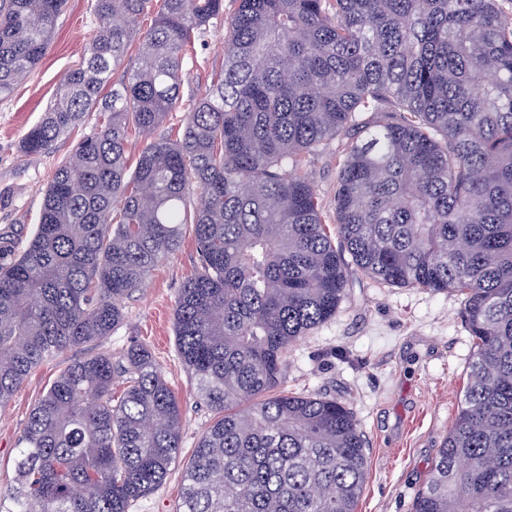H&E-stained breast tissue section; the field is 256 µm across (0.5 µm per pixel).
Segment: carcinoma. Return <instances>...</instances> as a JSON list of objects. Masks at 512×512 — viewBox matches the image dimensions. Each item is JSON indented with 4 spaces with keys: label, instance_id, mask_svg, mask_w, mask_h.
Returning a JSON list of instances; mask_svg holds the SVG:
<instances>
[{
    "label": "carcinoma",
    "instance_id": "obj_1",
    "mask_svg": "<svg viewBox=\"0 0 512 512\" xmlns=\"http://www.w3.org/2000/svg\"><path fill=\"white\" fill-rule=\"evenodd\" d=\"M234 5L224 66L186 105L184 61L224 0H94L89 46L19 144L39 158L98 113L57 164L28 247L0 265V413L36 367L112 335L189 229L200 262L173 325L214 419L176 512H355L368 479L358 423L335 398L282 390L288 347L336 316L352 267L460 296L473 343L412 512H512V13L501 0ZM64 8L0 0V98ZM185 105L181 134L157 135ZM350 134L327 214L305 162ZM180 441L149 348L74 361L28 416L0 512H129Z\"/></svg>",
    "mask_w": 512,
    "mask_h": 512
}]
</instances>
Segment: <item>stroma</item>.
<instances>
[{
    "label": "stroma",
    "mask_w": 512,
    "mask_h": 512,
    "mask_svg": "<svg viewBox=\"0 0 512 512\" xmlns=\"http://www.w3.org/2000/svg\"><path fill=\"white\" fill-rule=\"evenodd\" d=\"M97 26L93 0H68L40 63L14 93L0 99V233L22 251L38 222L46 187L74 142L93 132L96 113L55 149L30 161L18 150L63 76L81 59ZM224 21H211L184 63L182 96L208 89L224 60ZM331 142L306 162L326 209L334 207L336 157ZM199 264L192 235L149 273L143 288L126 300L123 319L106 340L68 349L34 369L0 414V490L15 484L17 439L29 413L68 363L100 352L120 354L146 345L175 392L182 415L181 453L166 480L135 501L130 512H176L181 476L213 415L202 406L176 352L175 301ZM453 293L384 286L363 273H349L344 300L332 320L289 347L286 390L336 398L350 409L367 442L369 478L356 512H410L433 466L437 449L463 395L472 341Z\"/></svg>",
    "instance_id": "35a3bbf8"
}]
</instances>
